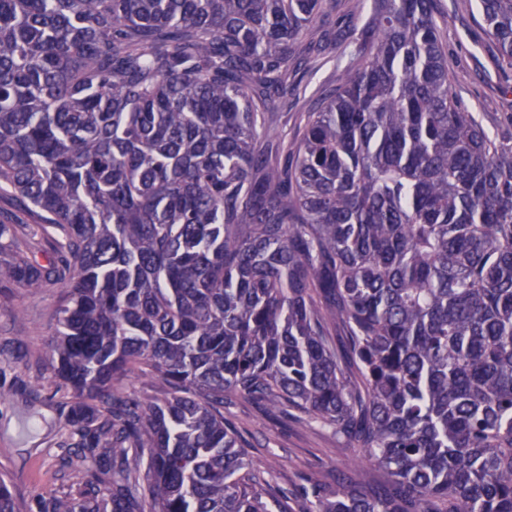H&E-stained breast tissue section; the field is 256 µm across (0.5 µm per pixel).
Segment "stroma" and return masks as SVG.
<instances>
[{"label":"stroma","mask_w":512,"mask_h":512,"mask_svg":"<svg viewBox=\"0 0 512 512\" xmlns=\"http://www.w3.org/2000/svg\"><path fill=\"white\" fill-rule=\"evenodd\" d=\"M445 22L450 92L477 112L493 134L512 132V69L499 59L481 24L475 0H434ZM60 290L0 287V473L26 502V512H51L61 497L112 484L111 470L85 459L70 436L60 404L71 395L34 349L54 339ZM224 418L238 427L245 451L266 471L273 496L300 512L308 476L325 479L350 469L358 452L333 429L306 424L259 403L235 401Z\"/></svg>","instance_id":"obj_1"}]
</instances>
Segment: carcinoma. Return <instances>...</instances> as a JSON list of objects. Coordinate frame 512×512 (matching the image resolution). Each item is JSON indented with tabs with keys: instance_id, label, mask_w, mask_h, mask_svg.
Masks as SVG:
<instances>
[{
	"instance_id": "obj_1",
	"label": "carcinoma",
	"mask_w": 512,
	"mask_h": 512,
	"mask_svg": "<svg viewBox=\"0 0 512 512\" xmlns=\"http://www.w3.org/2000/svg\"><path fill=\"white\" fill-rule=\"evenodd\" d=\"M433 2L338 41L327 0H0V283L62 288L36 354L80 448L135 457L52 512H293L233 399L359 452L304 512H512V134L452 97ZM479 8L512 67V0ZM145 366L162 398L115 388ZM337 72L332 59L312 77L305 76L303 84H307L306 92L297 101L288 102V107L283 108L280 112H288L283 114L279 125L271 130L274 135L280 134L288 130V134L292 133L296 116L301 112H314L317 109L318 100L324 89L331 88L336 85ZM288 117V124L285 121Z\"/></svg>"
}]
</instances>
